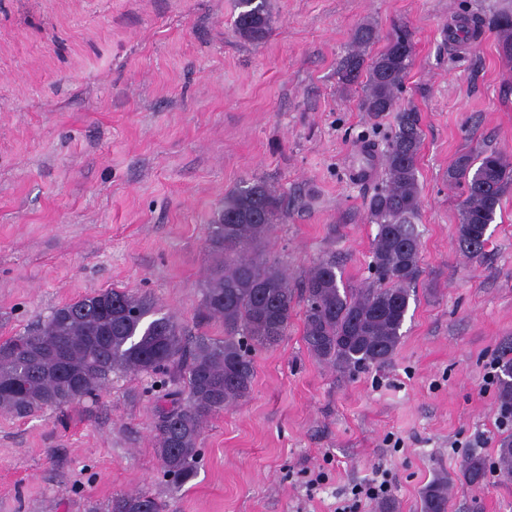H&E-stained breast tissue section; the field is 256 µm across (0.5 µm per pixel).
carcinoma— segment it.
Instances as JSON below:
<instances>
[{
	"instance_id": "carcinoma-1",
	"label": "carcinoma",
	"mask_w": 512,
	"mask_h": 512,
	"mask_svg": "<svg viewBox=\"0 0 512 512\" xmlns=\"http://www.w3.org/2000/svg\"><path fill=\"white\" fill-rule=\"evenodd\" d=\"M235 32L259 42L271 29L269 0H235ZM498 33V49L512 60V8L502 7L473 20L471 35L484 26ZM372 24L358 26L353 49L336 68L342 87L359 85L360 110L373 118L397 113L395 129L381 152L382 186L366 199L371 241L365 288H340L336 261L320 260L299 288L290 286L282 262L266 258L275 226L284 220L277 188L255 179L224 197L207 227L213 255L202 288V316L224 327V337L185 335L148 295L107 288L53 310L38 326L0 342V412L25 418L96 399L112 378L128 374L160 376L165 390L157 407L156 453L170 487L179 492L198 475L200 439L208 418L245 399L255 375V352L288 335L296 300L304 304L303 340L318 361L354 374L392 361L413 290L421 275V215L418 159L422 131L417 114L401 107L411 68L413 33L399 26L373 56ZM448 185L463 190L458 244L479 258L487 229L502 197L512 187V158L499 151L461 153L448 169ZM498 400L512 409V349L499 361ZM499 480L512 483V433L499 440L495 461ZM490 464L468 455L463 482L480 486ZM453 479L436 476L420 493V512H448ZM107 512H164L144 490L117 495Z\"/></svg>"
}]
</instances>
